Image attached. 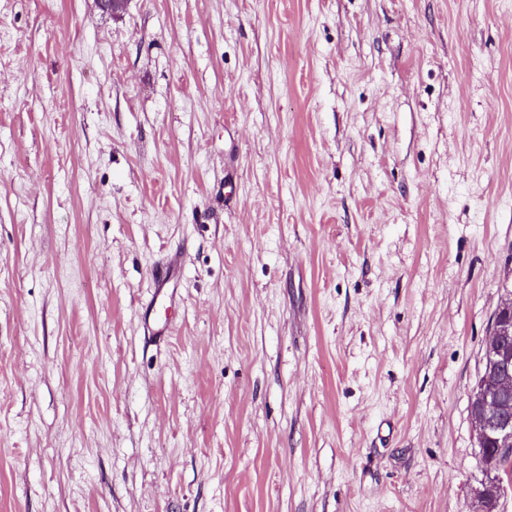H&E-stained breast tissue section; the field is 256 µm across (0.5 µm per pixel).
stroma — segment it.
<instances>
[{
	"label": "stroma",
	"mask_w": 512,
	"mask_h": 512,
	"mask_svg": "<svg viewBox=\"0 0 512 512\" xmlns=\"http://www.w3.org/2000/svg\"><path fill=\"white\" fill-rule=\"evenodd\" d=\"M508 288L512 0H0V512H470ZM180 263L179 257L177 254L166 256L160 265L153 270L152 276L155 282V295L159 296L164 288H167V285L171 281V276L175 268L178 267Z\"/></svg>",
	"instance_id": "1"
}]
</instances>
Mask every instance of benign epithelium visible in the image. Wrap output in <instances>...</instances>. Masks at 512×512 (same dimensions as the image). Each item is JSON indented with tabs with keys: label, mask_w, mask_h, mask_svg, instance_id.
<instances>
[{
	"label": "benign epithelium",
	"mask_w": 512,
	"mask_h": 512,
	"mask_svg": "<svg viewBox=\"0 0 512 512\" xmlns=\"http://www.w3.org/2000/svg\"><path fill=\"white\" fill-rule=\"evenodd\" d=\"M512 321L492 319L483 346L481 371L471 391L475 408L472 429L477 444L495 441L502 464L473 491L475 512H495L506 487H512V416L502 412L504 397L512 392Z\"/></svg>",
	"instance_id": "7a95c632"
}]
</instances>
